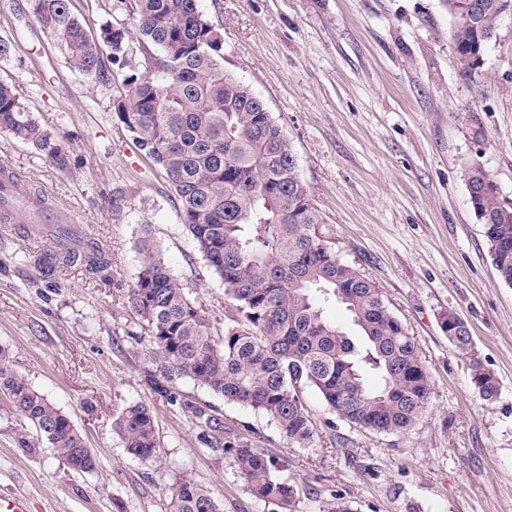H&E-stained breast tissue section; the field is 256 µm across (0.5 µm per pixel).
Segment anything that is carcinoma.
I'll list each match as a JSON object with an SVG mask.
<instances>
[{"mask_svg":"<svg viewBox=\"0 0 512 512\" xmlns=\"http://www.w3.org/2000/svg\"><path fill=\"white\" fill-rule=\"evenodd\" d=\"M444 0L454 18L452 40L467 74L480 68L494 38L504 2ZM105 12L129 13L147 68L125 77L115 116L138 148L167 176L188 228L209 270L224 283L235 313L220 340L206 316L148 240L131 293L134 313L146 322L155 360L164 377L188 378L224 400L260 411L289 441L306 446L316 431L302 398L314 389L332 414L349 427L382 435L409 432L427 410L432 378L415 339L389 306L382 289L342 261L319 233V216L300 179L292 144L265 103L224 69L220 28L200 10L199 0H105ZM32 12L65 55L69 66L103 86L112 63L129 50L125 25L105 21L93 29L70 11L69 0H32ZM0 132L61 156V142L21 102L13 85L0 82ZM487 172L469 170L470 206L483 226L499 278L512 286V205L485 185ZM59 265L105 270L99 248L58 252ZM348 311L356 334L327 321L323 304ZM448 342L469 358L470 380L480 397L497 399L496 375L472 355L467 323L454 312ZM0 392L75 473L96 466L68 415L16 372L0 348ZM203 417L200 438L224 429ZM127 453L147 463L155 458L154 418L143 404L125 407L113 423ZM246 490L297 512L298 492L278 476L284 465L242 437L224 442ZM169 512H221L210 490L179 478L167 487Z\"/></svg>","mask_w":512,"mask_h":512,"instance_id":"obj_1","label":"carcinoma"}]
</instances>
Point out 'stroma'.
Wrapping results in <instances>:
<instances>
[{"label":"stroma","instance_id":"stroma-1","mask_svg":"<svg viewBox=\"0 0 512 512\" xmlns=\"http://www.w3.org/2000/svg\"><path fill=\"white\" fill-rule=\"evenodd\" d=\"M222 31L224 66L266 102L293 146L297 170L339 255L383 290L433 381L429 411L403 435L336 422L319 394L303 398L317 435L288 441L265 414L229 403L158 368L130 293L149 238L188 296L224 334L233 301L181 223L166 175L115 116L140 51L112 65L103 88L72 70L36 21L31 0H0V59L39 124L63 144L61 163L0 133L7 166L95 242L106 276L63 267L43 276L50 224L0 223V348L15 371L66 412L96 468L56 458L0 394V494L23 492L28 512H169L175 477L208 488L222 512H279L250 495L234 459L199 439L200 413L283 461L299 512L333 496L354 512H512V286L498 277L467 192L478 165L512 202V13L503 15L477 74L463 73L442 0H200ZM452 311L501 384L484 401L469 361L440 328ZM155 416L157 453L142 463L112 428L128 405Z\"/></svg>","mask_w":512,"mask_h":512}]
</instances>
